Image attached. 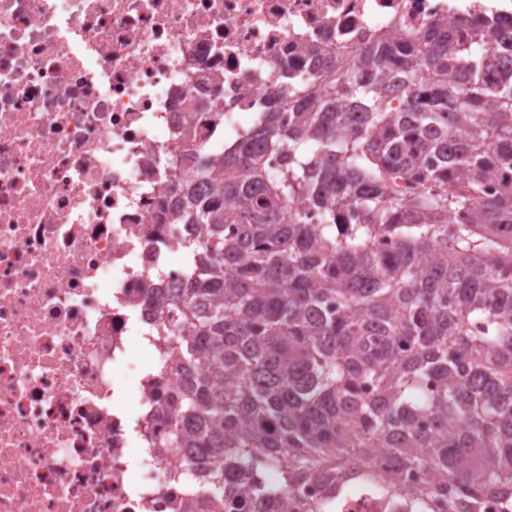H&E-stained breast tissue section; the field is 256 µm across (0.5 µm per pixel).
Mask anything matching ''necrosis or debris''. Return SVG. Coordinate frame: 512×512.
<instances>
[{"label":"necrosis or debris","instance_id":"4bbe7bcc","mask_svg":"<svg viewBox=\"0 0 512 512\" xmlns=\"http://www.w3.org/2000/svg\"><path fill=\"white\" fill-rule=\"evenodd\" d=\"M512 0H0V512H201L163 388L198 224L160 216L187 149L235 148L275 91L372 40ZM150 342V366L129 356Z\"/></svg>","mask_w":512,"mask_h":512}]
</instances>
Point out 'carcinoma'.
Returning a JSON list of instances; mask_svg holds the SVG:
<instances>
[{
    "instance_id": "cac0c4a2",
    "label": "carcinoma",
    "mask_w": 512,
    "mask_h": 512,
    "mask_svg": "<svg viewBox=\"0 0 512 512\" xmlns=\"http://www.w3.org/2000/svg\"><path fill=\"white\" fill-rule=\"evenodd\" d=\"M493 24L379 37L368 77L288 85V127L265 113L173 190L205 232L178 257L188 336L167 399L193 421L170 445L202 460L204 512H224L230 475L240 512H337L352 490L396 512H512V70L482 47ZM394 66L411 82L427 70L403 112L387 100ZM297 199L319 223L287 209ZM383 457L432 479L398 497ZM311 484L325 494L298 504Z\"/></svg>"
}]
</instances>
